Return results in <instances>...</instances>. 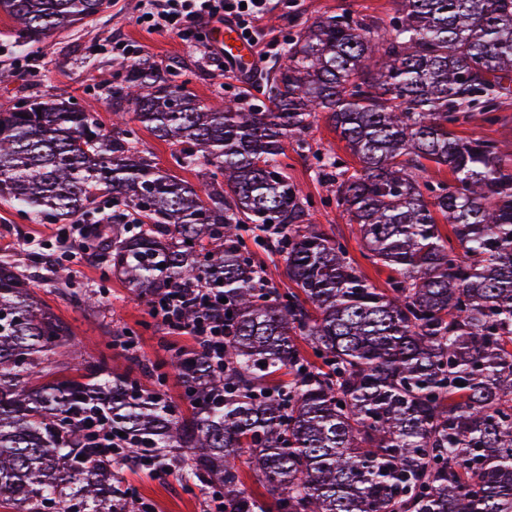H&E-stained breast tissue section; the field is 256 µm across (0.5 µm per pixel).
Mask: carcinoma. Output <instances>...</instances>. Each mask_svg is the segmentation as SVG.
I'll return each instance as SVG.
<instances>
[{
  "label": "carcinoma",
  "instance_id": "carcinoma-1",
  "mask_svg": "<svg viewBox=\"0 0 512 512\" xmlns=\"http://www.w3.org/2000/svg\"><path fill=\"white\" fill-rule=\"evenodd\" d=\"M103 0H0L26 44ZM106 129L70 99L0 112V200L34 224H82L112 201V269L137 294L224 288V368L205 346L173 367L191 416L103 357L0 261V505L138 512L104 454L112 433L168 449L224 512H512V163L488 137L512 98V0H396L388 19L301 22L261 97L196 98L173 72L121 61ZM172 147L163 172L126 115ZM324 115L358 159L313 149ZM316 160L357 225L379 288L314 223L286 145ZM451 178L431 180V168ZM448 226V233L440 224ZM283 256L268 287L242 230ZM165 267H160V264ZM232 316H227V313ZM274 497L245 486L241 461Z\"/></svg>",
  "mask_w": 512,
  "mask_h": 512
}]
</instances>
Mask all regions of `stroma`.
<instances>
[{"instance_id": "stroma-1", "label": "stroma", "mask_w": 512, "mask_h": 512, "mask_svg": "<svg viewBox=\"0 0 512 512\" xmlns=\"http://www.w3.org/2000/svg\"><path fill=\"white\" fill-rule=\"evenodd\" d=\"M393 7V0H279L262 25L268 33L284 40L296 33L299 23L317 14L348 9L383 16ZM136 15L137 0H112L93 21L47 38L38 46L41 74L31 78L12 66L14 58L27 56L28 51L17 42L12 20L0 13V111L29 96L70 97L93 112L101 124L111 126L112 114L105 98L112 84L113 59L104 44L115 36L141 46L144 59L185 73L188 90L201 100H212L219 90L233 97L248 87V80L240 78L237 72H225L223 60L200 58L174 35L145 30L137 24ZM284 162L289 175L311 195L316 223L342 237L364 274L376 286H383L384 274L363 258L359 238L338 217L335 206L329 205L330 187L313 179V158L290 149ZM80 234L81 227L77 224L30 223L9 204L0 201V261L29 270L33 291L70 323L84 352L97 353L103 349L107 337L134 332L138 343L133 350L112 348L113 369L128 370V358L132 355L141 364L160 368L168 374L165 386L168 396L179 401L183 413H190L183 389L170 369L179 352L195 349L193 337L171 330L150 317L146 299L127 288L117 275L107 272L100 241L111 236V225H99L97 240L91 241L84 260L78 262L72 260L71 253ZM59 267L67 269V280L55 278L54 271ZM75 289L96 295L95 306L88 309L71 304L68 294ZM112 472L120 488L136 490L138 497L154 505L155 512H207L206 495L185 491L179 471L159 476L142 467L119 465Z\"/></svg>"}]
</instances>
